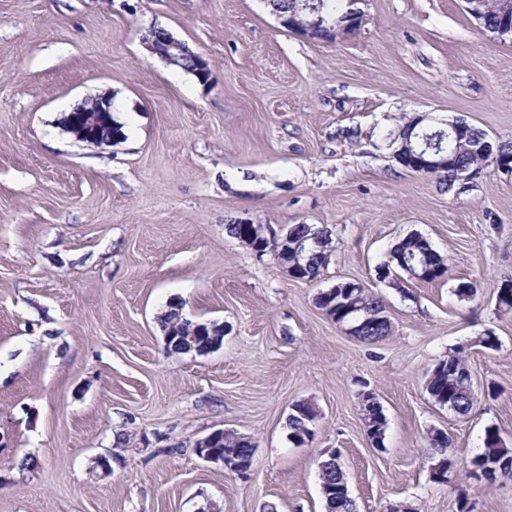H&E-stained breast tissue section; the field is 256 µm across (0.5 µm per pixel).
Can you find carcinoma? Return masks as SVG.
Returning a JSON list of instances; mask_svg holds the SVG:
<instances>
[{
    "label": "carcinoma",
    "instance_id": "cac0c4a2",
    "mask_svg": "<svg viewBox=\"0 0 512 512\" xmlns=\"http://www.w3.org/2000/svg\"><path fill=\"white\" fill-rule=\"evenodd\" d=\"M276 8L283 14L293 15L300 22L306 21L307 12L323 13L326 16L339 17L345 13L343 0H276ZM486 139V133L470 125L468 134L459 139L443 137L440 140L442 152L440 156L448 159V171L442 177L444 184L452 188L456 181L452 174L458 171L465 173L476 168L481 156L472 151V143ZM332 238L329 230L314 227L310 224H294L288 227V263L298 266L304 271L308 280L320 275L321 268L327 262ZM393 259L397 264L411 263L409 272L422 281L431 282L443 278L448 266L445 259L436 252L429 242L418 234H411L401 239L392 249ZM336 295L326 294L317 297V303L327 315L341 313L347 305L359 309L360 316L366 318L362 328L363 335L359 341L367 344L376 343L391 334V326L376 323L370 316L384 308L383 299L367 291L361 286L347 290V283L340 282L335 285ZM177 325L183 331H189L193 321L184 318L179 310L171 306L162 318V325L168 327ZM204 335L196 337V344L200 347L208 345L220 338H224L221 327L216 324H203ZM467 369L463 361L456 355H448L439 360L427 374L426 391L433 402L442 408L459 415L471 414L475 407L476 394H466ZM363 415L368 426V434L374 445L383 442L386 428V419L382 408L372 404L363 409ZM316 420L315 408L312 404L299 405V412L288 419L289 439L296 441L308 433ZM448 439L435 433L430 434L427 440L426 455L432 458L445 457ZM512 461V448L504 445L497 428L489 427L485 430L483 451L473 460L475 467H492L501 470L504 475L512 478V472L504 470L502 462ZM320 484L328 487H345L347 478L339 458L330 456L319 463ZM326 512H356V503L348 494L341 492L334 497H323Z\"/></svg>",
    "mask_w": 512,
    "mask_h": 512
}]
</instances>
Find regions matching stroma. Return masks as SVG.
<instances>
[{"label":"stroma","mask_w":512,"mask_h":512,"mask_svg":"<svg viewBox=\"0 0 512 512\" xmlns=\"http://www.w3.org/2000/svg\"><path fill=\"white\" fill-rule=\"evenodd\" d=\"M359 8L356 30L316 41L266 0H0V512H325L332 451L357 512H512V479L468 476L487 427L512 448V310L497 305L512 174L450 188L394 157L422 112L512 142V39L486 37L463 0ZM153 26L205 57L208 84L150 53ZM104 92L124 140L75 141L64 116ZM241 220L327 228L331 255L294 279L227 233ZM412 233L445 277L379 278ZM339 282L383 297L391 336L370 346L326 316L315 298ZM173 303L228 325L221 347L167 353ZM454 352L478 395L465 417L425 389ZM365 391L386 418L378 447ZM300 400L319 416L298 446ZM217 429L252 438L248 473L196 455ZM330 461V462H329ZM320 485L328 487H348L345 471L338 456H328L319 463Z\"/></svg>","instance_id":"stroma-1"}]
</instances>
